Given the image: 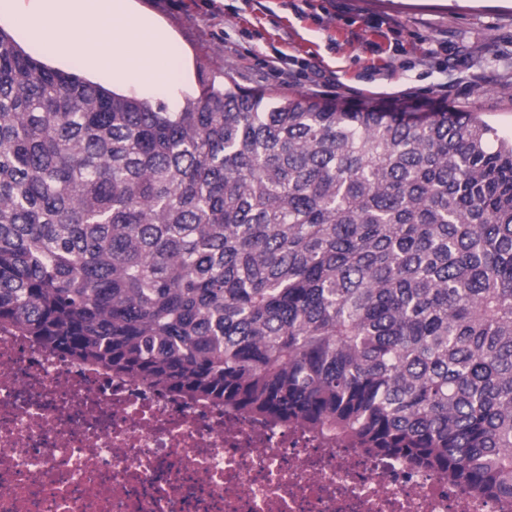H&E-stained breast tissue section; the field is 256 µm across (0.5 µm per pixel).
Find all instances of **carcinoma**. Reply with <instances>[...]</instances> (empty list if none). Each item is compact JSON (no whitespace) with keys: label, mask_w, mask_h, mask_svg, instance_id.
I'll use <instances>...</instances> for the list:
<instances>
[{"label":"carcinoma","mask_w":512,"mask_h":512,"mask_svg":"<svg viewBox=\"0 0 512 512\" xmlns=\"http://www.w3.org/2000/svg\"><path fill=\"white\" fill-rule=\"evenodd\" d=\"M512 497V139L210 81L175 112L0 29V327Z\"/></svg>","instance_id":"obj_1"}]
</instances>
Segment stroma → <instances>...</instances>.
I'll return each instance as SVG.
<instances>
[{
  "label": "stroma",
  "mask_w": 512,
  "mask_h": 512,
  "mask_svg": "<svg viewBox=\"0 0 512 512\" xmlns=\"http://www.w3.org/2000/svg\"><path fill=\"white\" fill-rule=\"evenodd\" d=\"M186 71L127 94L176 110L203 83L397 112L467 110L512 137V0H137Z\"/></svg>",
  "instance_id": "stroma-1"
}]
</instances>
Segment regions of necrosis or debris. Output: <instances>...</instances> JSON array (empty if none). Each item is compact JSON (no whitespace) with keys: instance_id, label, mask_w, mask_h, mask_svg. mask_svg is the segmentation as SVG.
Listing matches in <instances>:
<instances>
[{"instance_id":"necrosis-or-debris-1","label":"necrosis or debris","mask_w":512,"mask_h":512,"mask_svg":"<svg viewBox=\"0 0 512 512\" xmlns=\"http://www.w3.org/2000/svg\"><path fill=\"white\" fill-rule=\"evenodd\" d=\"M0 512H512V499L0 331Z\"/></svg>"}]
</instances>
